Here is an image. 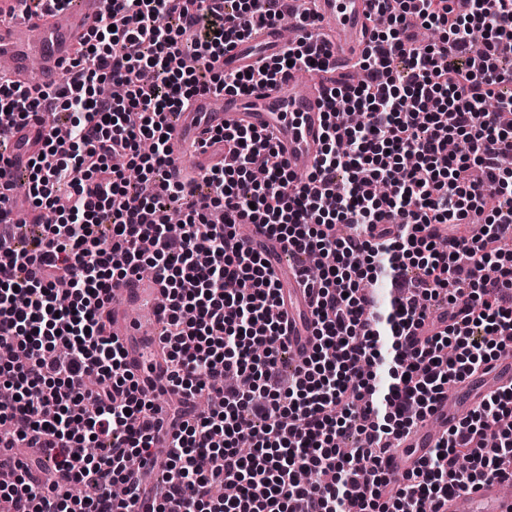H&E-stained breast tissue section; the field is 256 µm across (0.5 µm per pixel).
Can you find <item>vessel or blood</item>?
<instances>
[{
    "mask_svg": "<svg viewBox=\"0 0 512 512\" xmlns=\"http://www.w3.org/2000/svg\"><path fill=\"white\" fill-rule=\"evenodd\" d=\"M318 29L327 34L331 67L340 69L357 58L366 47L370 33L368 17L375 10L374 0H315ZM101 0H68L63 9H51L42 18L0 23V59L10 64L13 81L29 80L31 62L40 66V80L49 83L61 79L75 48L99 21ZM284 45L281 28L265 24L253 26L249 36L232 44L224 52V70L247 72L259 60L277 56ZM324 90L292 71L282 75L276 87H255L244 95L227 94L215 99L211 94L195 96L189 107L180 112L172 124L168 150L176 167L191 165L199 173L224 163V146L212 143L197 150L193 141L202 133L218 129L248 128L267 134L279 150L290 171L310 170L323 146L325 125ZM46 129L27 123L12 129L18 149L11 158L13 168H24L42 148ZM249 245L266 248L270 268L280 282L288 286V301L282 305L283 333L292 351L309 352L314 332L307 318L312 311L314 295L304 288L303 277L283 264L284 243L269 239L265 230L249 225L245 235ZM161 288L156 282L138 278L125 280L112 291V333L118 338L138 335V319L132 308L145 297H157ZM512 385V356L500 357L487 375L467 385H452L436 403L429 415L434 431L415 429L404 442V450L391 455L387 471L398 476L411 469L436 446L441 432L447 431L463 412L478 408L485 396ZM489 504V512H512V497L504 496L501 485L489 481L476 489L449 497L442 512H477L476 502Z\"/></svg>",
    "mask_w": 512,
    "mask_h": 512,
    "instance_id": "vessel-or-blood-1",
    "label": "vessel or blood"
}]
</instances>
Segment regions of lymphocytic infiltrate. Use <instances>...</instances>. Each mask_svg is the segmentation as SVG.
Returning a JSON list of instances; mask_svg holds the SVG:
<instances>
[{
  "label": "lymphocytic infiltrate",
  "instance_id": "f902f5d3",
  "mask_svg": "<svg viewBox=\"0 0 512 512\" xmlns=\"http://www.w3.org/2000/svg\"><path fill=\"white\" fill-rule=\"evenodd\" d=\"M103 2L60 84L0 77V153L14 124L48 127L28 172L34 207L52 217L37 253L19 249L0 193V386L15 396L0 408L11 477L0 512H127L143 492L153 512H440L457 492L511 484L512 428L500 421L512 386L405 475L383 462L445 385L512 349V253L501 247L512 229V0L461 11L378 0L388 24L356 64L362 82L329 80L324 145L304 180L269 138L239 130L221 135L229 166L185 182L169 178V114L201 93L275 85L290 68L329 72V49L306 13L263 69L228 74L225 48L253 22H281L277 0ZM421 27L438 40L418 43ZM341 103L364 123L338 125ZM241 224L322 257L309 278L316 343L288 381V345L268 316L280 288ZM463 224L479 230L456 235ZM146 267L167 299L159 389L178 398L161 429L106 312L113 286ZM439 299L446 328L415 336ZM204 391L221 404L199 410ZM351 433L359 446L341 453ZM19 448L40 449L45 476ZM219 484L236 495L216 497Z\"/></svg>",
  "mask_w": 512,
  "mask_h": 512
}]
</instances>
